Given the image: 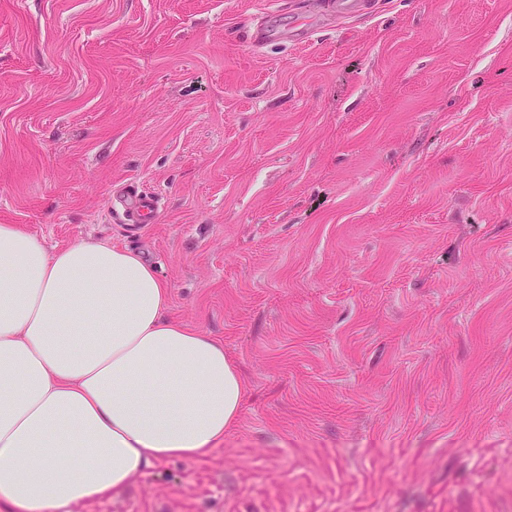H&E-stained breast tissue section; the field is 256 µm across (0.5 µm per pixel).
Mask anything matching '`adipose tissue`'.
<instances>
[{"instance_id":"1","label":"adipose tissue","mask_w":512,"mask_h":512,"mask_svg":"<svg viewBox=\"0 0 512 512\" xmlns=\"http://www.w3.org/2000/svg\"><path fill=\"white\" fill-rule=\"evenodd\" d=\"M169 304L137 252L0 224V512H70L223 442L241 373Z\"/></svg>"}]
</instances>
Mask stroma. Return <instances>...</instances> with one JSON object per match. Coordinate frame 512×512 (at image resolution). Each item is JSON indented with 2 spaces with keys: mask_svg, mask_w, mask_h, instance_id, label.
<instances>
[{
  "mask_svg": "<svg viewBox=\"0 0 512 512\" xmlns=\"http://www.w3.org/2000/svg\"><path fill=\"white\" fill-rule=\"evenodd\" d=\"M0 224L142 253L244 378L72 512H512V0H0ZM370 0H326L331 13L338 18H349L364 13L370 8ZM122 217L124 222L143 224L154 218L158 209V198L138 190H130L123 196Z\"/></svg>",
  "mask_w": 512,
  "mask_h": 512,
  "instance_id": "1",
  "label": "stroma"
}]
</instances>
